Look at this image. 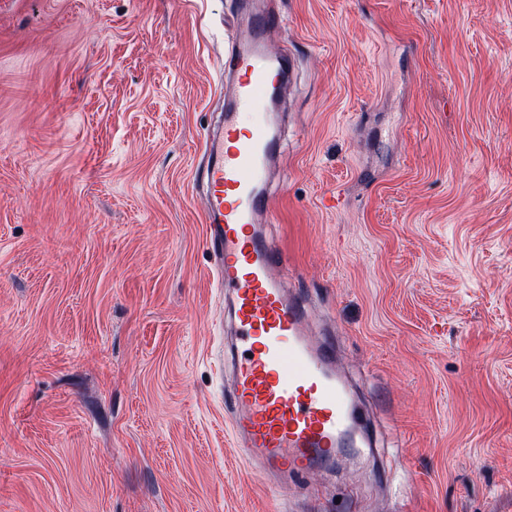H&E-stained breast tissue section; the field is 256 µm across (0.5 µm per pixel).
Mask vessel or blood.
Masks as SVG:
<instances>
[{
	"mask_svg": "<svg viewBox=\"0 0 512 512\" xmlns=\"http://www.w3.org/2000/svg\"><path fill=\"white\" fill-rule=\"evenodd\" d=\"M282 24L269 7L238 18L224 53V116L205 142L204 221L213 281L232 325L226 343L230 431L248 460L296 478L333 466L358 426L336 373V348L311 336L306 301L284 286L283 259L266 241V183L279 151L270 118L286 89L284 59L266 41Z\"/></svg>",
	"mask_w": 512,
	"mask_h": 512,
	"instance_id": "vessel-or-blood-1",
	"label": "vessel or blood"
}]
</instances>
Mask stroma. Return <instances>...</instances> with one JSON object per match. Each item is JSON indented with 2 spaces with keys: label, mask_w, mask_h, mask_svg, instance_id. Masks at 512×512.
<instances>
[{
  "label": "stroma",
  "mask_w": 512,
  "mask_h": 512,
  "mask_svg": "<svg viewBox=\"0 0 512 512\" xmlns=\"http://www.w3.org/2000/svg\"><path fill=\"white\" fill-rule=\"evenodd\" d=\"M241 0H0V512H512V0H274L268 230L376 442L234 448L196 174Z\"/></svg>",
  "instance_id": "35a3bbf8"
}]
</instances>
